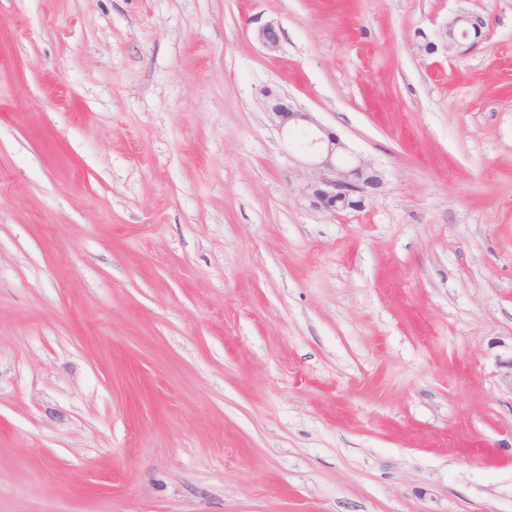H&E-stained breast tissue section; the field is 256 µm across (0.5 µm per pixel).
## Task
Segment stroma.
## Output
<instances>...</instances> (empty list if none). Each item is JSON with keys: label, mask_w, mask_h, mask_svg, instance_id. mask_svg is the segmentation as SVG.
Listing matches in <instances>:
<instances>
[{"label": "stroma", "mask_w": 512, "mask_h": 512, "mask_svg": "<svg viewBox=\"0 0 512 512\" xmlns=\"http://www.w3.org/2000/svg\"><path fill=\"white\" fill-rule=\"evenodd\" d=\"M0 512H512V0H0ZM485 27L486 22L482 17L466 12L458 13L448 21L440 33L439 43L428 41L424 44V49L429 54H435L441 46L447 54L448 51L463 53L478 44ZM467 40L469 42H465ZM463 47H466V50L460 52L459 49ZM262 96L281 131L302 130L305 134L301 152L310 179L304 198L312 208L331 213L360 210L382 191V173L372 163L349 154L348 146L333 129L319 123L286 94L265 89Z\"/></svg>", "instance_id": "stroma-1"}]
</instances>
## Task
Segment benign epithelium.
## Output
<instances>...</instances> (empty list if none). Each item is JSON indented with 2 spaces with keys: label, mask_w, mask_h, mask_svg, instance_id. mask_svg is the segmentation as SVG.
I'll list each match as a JSON object with an SVG mask.
<instances>
[{
  "label": "benign epithelium",
  "mask_w": 512,
  "mask_h": 512,
  "mask_svg": "<svg viewBox=\"0 0 512 512\" xmlns=\"http://www.w3.org/2000/svg\"><path fill=\"white\" fill-rule=\"evenodd\" d=\"M486 27L485 20L474 14L458 13L439 35V42L428 41L424 49L429 54L471 49L478 44ZM259 40L269 50L278 48L280 37L271 24L259 30ZM264 105L279 129L301 130L305 140L301 152L310 179L304 198L317 210L335 213L348 209L360 210L378 195L384 186L382 173L370 162L349 154L348 146L336 132L319 123L311 113L298 107L286 94L272 89L263 91Z\"/></svg>",
  "instance_id": "obj_1"
}]
</instances>
